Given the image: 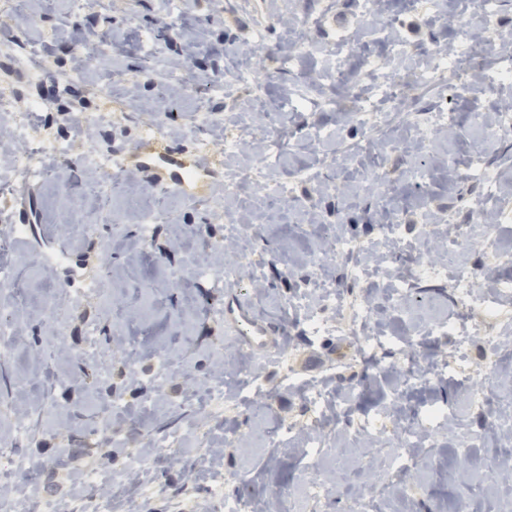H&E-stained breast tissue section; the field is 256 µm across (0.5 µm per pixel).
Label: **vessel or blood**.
I'll list each match as a JSON object with an SVG mask.
<instances>
[{"mask_svg":"<svg viewBox=\"0 0 512 512\" xmlns=\"http://www.w3.org/2000/svg\"><path fill=\"white\" fill-rule=\"evenodd\" d=\"M145 177L166 190H173L184 197H195L205 166L193 155L173 151L171 148L145 149L138 161ZM225 321L234 323L244 345L263 350L273 342L268 324L258 320L249 303L238 296H231L224 303Z\"/></svg>","mask_w":512,"mask_h":512,"instance_id":"vessel-or-blood-1","label":"vessel or blood"}]
</instances>
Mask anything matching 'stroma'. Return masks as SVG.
<instances>
[{
  "label": "stroma",
  "mask_w": 512,
  "mask_h": 512,
  "mask_svg": "<svg viewBox=\"0 0 512 512\" xmlns=\"http://www.w3.org/2000/svg\"><path fill=\"white\" fill-rule=\"evenodd\" d=\"M382 21L363 22L362 0H98L90 13L77 12L70 0H8L0 6V95L18 111L37 106L36 120L63 137L68 149L48 158L54 180L28 181L20 169L0 167V225L28 208L30 222L16 235L0 262L20 274L19 293L0 294V308L17 311L21 341L0 354V448L20 457L14 481L19 495L0 496V512H40L44 501L66 512H92L91 496L81 486L91 471L123 480L125 512H174L183 501L195 512H224V501L238 499L263 512L277 503L280 512H354V489L368 491L376 512H499L512 495L492 481L489 464L506 452L490 422L500 399L512 395V360L500 364L493 382L474 394L461 387L455 338L430 332L433 322L456 324L464 314L454 303L450 282L420 279L424 229L444 235L449 226L475 223L473 203L479 184L465 180L449 187L447 156L458 169L482 161L501 193L512 192V141H498L474 126V112H496L512 99V85L485 89L491 57H472L467 92L455 88L437 98L410 91L406 114L390 126L371 128L350 121L352 94L363 87L368 66L407 72L455 46L458 29L443 21L448 0H385ZM35 16L29 27L17 16ZM94 29L111 45L103 65L79 67L86 48L70 33ZM342 80L324 66L326 48L338 40ZM304 41L312 52L288 60L289 44ZM407 53L394 59L391 43ZM259 45L253 60L258 91L225 87L224 73L245 48ZM189 67L204 92L191 95L162 78H177ZM79 81L66 82L70 72ZM112 99L100 85L115 76ZM319 80L318 93L296 102L282 129L286 152L281 174L295 175L294 193L303 208L288 224L266 220L261 194L228 197L251 261L258 265L257 288L246 296L255 314L268 322L276 340L265 351L243 345L224 321L227 279L201 277L203 253L224 242L229 231L213 223L209 210L190 206L182 196L148 192L138 203L121 196H87L91 212L112 211L115 225H99L91 236L66 235L65 185L84 190L93 173L85 153H110L123 146L128 156L141 150V127L149 119L166 128L164 144L195 150L194 118L210 112L205 136L221 146L225 136L252 140L256 134L254 94L276 105L292 87ZM335 98V107L323 97ZM445 110L456 122L424 142L415 119ZM81 112H108L109 123L83 139ZM324 130L322 142L311 138ZM425 167L428 176L413 172ZM151 211L148 244L140 242V212ZM397 216L402 245L382 243L381 226ZM331 224L353 246L349 255L320 262L318 225ZM457 267L468 271L486 298L495 285L512 279V263L492 265L484 246L457 251ZM110 268V295L85 293V283ZM181 279L168 280V270ZM365 278H356V270ZM411 283V301L390 296L391 273ZM51 280L66 305L65 334L56 338L48 313L38 301L39 283ZM344 299L369 300L374 331L386 342L371 353L361 350L360 332L325 336L308 332L311 307L323 283ZM166 359L165 377L155 373ZM289 375H282L280 357ZM415 361L433 367L427 385L400 387L393 368ZM250 363L255 381L239 379ZM318 385L338 414L322 424L325 454L309 459L300 441L310 428L305 388ZM221 388L224 399L210 406L207 393ZM119 396L122 414L104 420L90 404ZM447 414L431 440L418 451L416 467L393 474L392 447L399 425L416 426L428 408ZM384 414L376 448L365 445L358 428L366 417ZM472 439L460 447L458 425ZM148 460L139 474V460ZM323 486L319 498L306 492L305 473Z\"/></svg>",
  "instance_id": "stroma-1"
}]
</instances>
